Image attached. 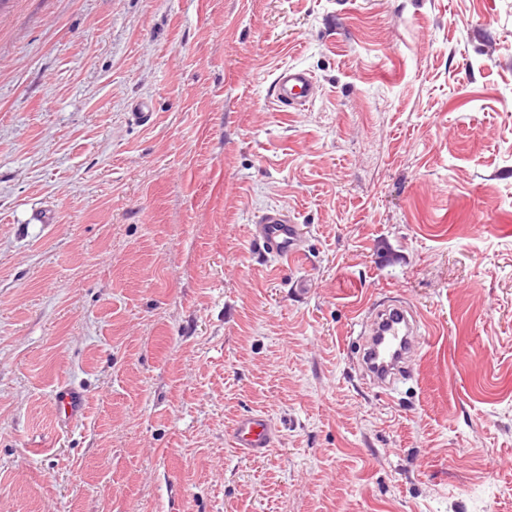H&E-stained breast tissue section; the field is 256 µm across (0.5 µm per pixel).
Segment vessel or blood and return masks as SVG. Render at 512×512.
I'll return each instance as SVG.
<instances>
[{
    "label": "vessel or blood",
    "instance_id": "obj_1",
    "mask_svg": "<svg viewBox=\"0 0 512 512\" xmlns=\"http://www.w3.org/2000/svg\"><path fill=\"white\" fill-rule=\"evenodd\" d=\"M272 95L281 109H296L311 103L317 95L314 76L305 69H281L273 81ZM257 241L267 254L289 261L303 255L299 224L287 211L273 209L266 212L255 229ZM420 325L405 308L393 307L380 312L362 326L365 341L360 360L365 371L377 386L392 391L407 374V362L415 354ZM61 422L69 423L81 406V394L73 387L57 395ZM277 440L272 423L261 413L238 417L231 428L229 443L253 458L268 455Z\"/></svg>",
    "mask_w": 512,
    "mask_h": 512
}]
</instances>
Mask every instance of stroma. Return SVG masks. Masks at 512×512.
<instances>
[{"label":"stroma","mask_w":512,"mask_h":512,"mask_svg":"<svg viewBox=\"0 0 512 512\" xmlns=\"http://www.w3.org/2000/svg\"><path fill=\"white\" fill-rule=\"evenodd\" d=\"M364 301L431 327L390 395ZM256 411L264 458L227 441ZM1 506L512 512V0H6ZM272 95L276 104L286 111L311 103L317 95L314 76L306 69L286 67L273 81ZM255 235L267 254L289 261L303 256L300 226L287 211L272 209L266 212L256 226ZM81 394L73 387L65 388L57 395L59 416L63 423H70L76 417L81 406Z\"/></svg>","instance_id":"stroma-1"}]
</instances>
